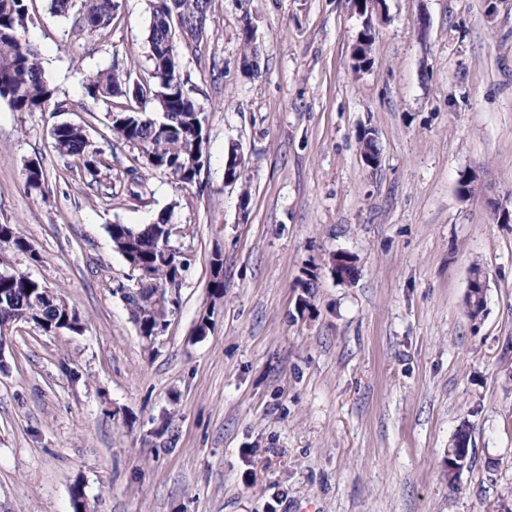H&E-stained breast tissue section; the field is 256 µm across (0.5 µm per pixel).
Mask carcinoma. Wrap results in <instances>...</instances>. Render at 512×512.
<instances>
[{"mask_svg":"<svg viewBox=\"0 0 512 512\" xmlns=\"http://www.w3.org/2000/svg\"><path fill=\"white\" fill-rule=\"evenodd\" d=\"M116 0H85L81 16L75 20L80 30L96 32L112 23ZM149 60L151 80L131 84V73L114 64L88 77L87 99L108 102L117 96L138 103L153 104V111L128 108L108 111L112 135L136 148L146 163L186 187L193 184L204 166V125L202 112L185 89L181 72L182 47H197L208 37L214 23L212 0H150ZM29 19L27 0H0V98L18 112H62L65 103L57 100L56 90L44 79L38 52L27 42ZM53 138L55 151L63 158L79 161L92 176L101 164L99 151L88 140L80 125L58 124ZM107 233L115 250L132 271L124 295L132 320L146 336L158 327H167L179 300L158 295L159 289L178 288L188 265L184 254L171 245L174 224L172 212L140 227L110 224ZM3 241L32 262L39 254L17 226L0 224ZM213 280L210 294L224 296V259L212 254ZM32 289H27V286ZM70 304L62 293L35 279L29 272H0V319L29 316L47 330L65 317Z\"/></svg>","mask_w":512,"mask_h":512,"instance_id":"1","label":"carcinoma"}]
</instances>
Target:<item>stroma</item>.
<instances>
[{
    "label": "stroma",
    "instance_id": "1",
    "mask_svg": "<svg viewBox=\"0 0 512 512\" xmlns=\"http://www.w3.org/2000/svg\"><path fill=\"white\" fill-rule=\"evenodd\" d=\"M117 2L88 34L74 27L83 0L66 18L29 0L26 38L66 109L0 99V224L41 257L7 250L0 267L59 289L85 321L7 337L0 512H73L77 482L91 512H485L512 488V222L491 208L512 211V0H384L367 16L353 0H212L207 40L182 57L206 117L205 165L185 188L113 137L105 113L128 99L84 109L89 75H151L148 0ZM367 20L371 61L356 70ZM62 122L99 149L97 174L58 156ZM233 144L243 186L224 181ZM37 157L41 192L24 171ZM465 173L476 190L464 197ZM169 210L190 265L149 348L113 293L131 271L106 227ZM341 251L356 259L349 282L330 271ZM475 262L488 285L477 327L464 305ZM307 267L318 280L304 309ZM463 424L473 463L453 487Z\"/></svg>",
    "mask_w": 512,
    "mask_h": 512
}]
</instances>
